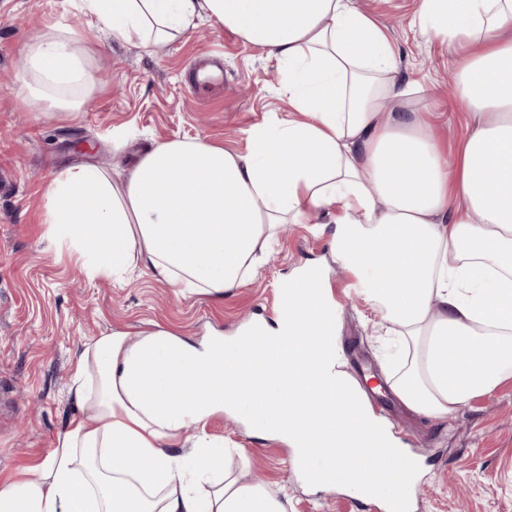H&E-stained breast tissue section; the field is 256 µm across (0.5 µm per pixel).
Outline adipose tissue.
I'll use <instances>...</instances> for the list:
<instances>
[{
    "mask_svg": "<svg viewBox=\"0 0 512 512\" xmlns=\"http://www.w3.org/2000/svg\"><path fill=\"white\" fill-rule=\"evenodd\" d=\"M128 43L164 44L208 16L273 56L291 110L251 127L245 153L204 139L147 149L120 181L93 165L54 175L49 238L89 279L144 263L186 292L245 285L276 225L329 215L332 253L384 313L392 389L433 420L512 378V0H417L411 19L457 51L458 103L470 132L455 153L428 136L385 32L355 0H81ZM88 49L53 30L27 48L26 102L77 115ZM314 268L288 279L283 318L263 326L269 371L225 376L240 339L165 330L89 338L71 392L81 410L36 479L0 484V512H286L251 479L229 478L227 450L201 436L228 412L281 439L306 482L385 501L415 487V466L345 369ZM365 461L368 480L348 463Z\"/></svg>",
    "mask_w": 512,
    "mask_h": 512,
    "instance_id": "obj_1",
    "label": "adipose tissue"
}]
</instances>
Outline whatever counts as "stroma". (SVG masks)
I'll list each match as a JSON object with an SVG mask.
<instances>
[{
    "label": "stroma",
    "instance_id": "35a3bbf8",
    "mask_svg": "<svg viewBox=\"0 0 512 512\" xmlns=\"http://www.w3.org/2000/svg\"><path fill=\"white\" fill-rule=\"evenodd\" d=\"M357 4L394 45L398 77L411 90L403 109L430 113V129L455 148L468 119L453 104L452 57L411 27L416 0ZM56 27L89 47L92 104L74 121L35 114L23 102L25 50ZM289 111L275 59L209 17L171 43L135 46L91 25L80 0H0V483L36 478V465L80 416L69 385L88 338L157 328L195 339L232 336L250 322H272L278 286L317 264L337 304L348 372L362 390L380 392L420 465L410 512H512V380L445 422L417 415L384 390L383 320L337 268L329 217L277 232L257 276L222 296L181 291L140 263L122 281L91 280L67 252H54L43 197L57 171L90 163L117 178L142 149L172 138L242 153L249 128ZM116 131L120 149L112 145ZM203 432L231 447L230 474L258 478L287 512H381L345 489L305 483L291 448L232 414L213 416Z\"/></svg>",
    "mask_w": 512,
    "mask_h": 512
}]
</instances>
